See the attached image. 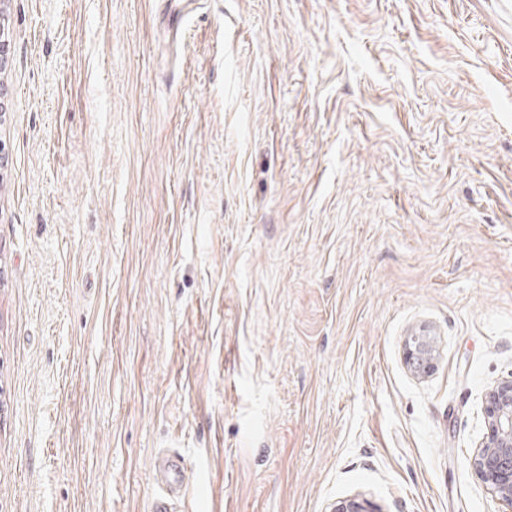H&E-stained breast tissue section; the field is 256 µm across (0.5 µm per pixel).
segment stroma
I'll return each instance as SVG.
<instances>
[{
    "mask_svg": "<svg viewBox=\"0 0 512 512\" xmlns=\"http://www.w3.org/2000/svg\"><path fill=\"white\" fill-rule=\"evenodd\" d=\"M0 26V512H151L166 450L174 512H512V0ZM407 347V361L413 371L417 374L427 373L433 365L436 346L432 336L419 334L411 336ZM485 403L487 435L470 465L489 490L512 507V379L493 386ZM154 471L163 493L153 503V512H169L171 497L182 494L185 485L183 460L176 454L161 455L155 461Z\"/></svg>",
    "mask_w": 512,
    "mask_h": 512,
    "instance_id": "obj_1",
    "label": "stroma"
}]
</instances>
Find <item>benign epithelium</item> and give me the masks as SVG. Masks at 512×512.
I'll list each match as a JSON object with an SVG mask.
<instances>
[{
    "label": "benign epithelium",
    "mask_w": 512,
    "mask_h": 512,
    "mask_svg": "<svg viewBox=\"0 0 512 512\" xmlns=\"http://www.w3.org/2000/svg\"><path fill=\"white\" fill-rule=\"evenodd\" d=\"M407 361L417 374L427 373L433 365L436 346L431 336L411 337ZM487 435L470 458V465L489 490L512 506V379L493 386L485 397ZM333 512H377L366 500L348 499Z\"/></svg>",
    "instance_id": "7a95c632"
}]
</instances>
